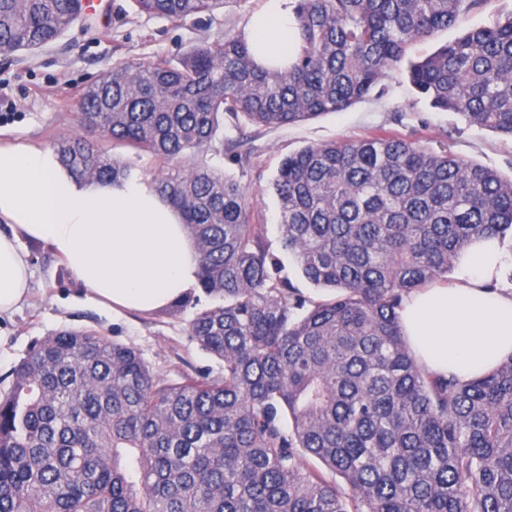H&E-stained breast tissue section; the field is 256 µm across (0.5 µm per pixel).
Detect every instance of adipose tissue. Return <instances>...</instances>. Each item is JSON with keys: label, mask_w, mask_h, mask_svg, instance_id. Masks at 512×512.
Listing matches in <instances>:
<instances>
[{"label": "adipose tissue", "mask_w": 512, "mask_h": 512, "mask_svg": "<svg viewBox=\"0 0 512 512\" xmlns=\"http://www.w3.org/2000/svg\"><path fill=\"white\" fill-rule=\"evenodd\" d=\"M295 0H266L247 40L255 62L287 67L300 33ZM0 316L30 291L22 239L47 244L100 304L130 311L165 308L197 283L199 257L179 212L144 183L83 185L53 153L0 143ZM512 253L492 236L458 256L453 286L405 297L400 321L408 348L432 372L468 380L512 355Z\"/></svg>", "instance_id": "obj_1"}]
</instances>
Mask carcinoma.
<instances>
[{"label": "carcinoma", "instance_id": "obj_1", "mask_svg": "<svg viewBox=\"0 0 512 512\" xmlns=\"http://www.w3.org/2000/svg\"><path fill=\"white\" fill-rule=\"evenodd\" d=\"M132 2L172 22L224 4ZM484 2L296 0L284 71L260 68L240 32L121 62L83 90L79 122L110 146L75 136L55 154L88 182L127 178L117 148L165 170L150 185L199 252V293L177 305L196 307L188 336L224 373L160 378L91 331L34 346L0 390V512H512V355L468 381L432 373L399 315L474 238L512 239V177L385 132L288 154L273 182L282 248L339 291L313 300L204 158L222 153L226 113L295 124L402 75L431 108L512 137V12L408 57ZM80 18L81 0H0V52H33Z\"/></svg>", "mask_w": 512, "mask_h": 512}]
</instances>
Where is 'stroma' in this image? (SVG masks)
Wrapping results in <instances>:
<instances>
[{"label":"stroma","instance_id":"stroma-1","mask_svg":"<svg viewBox=\"0 0 512 512\" xmlns=\"http://www.w3.org/2000/svg\"><path fill=\"white\" fill-rule=\"evenodd\" d=\"M264 2L224 0L223 7L212 14L173 23L138 13L131 0H108L106 18H84L34 53L0 54V139L51 149L62 139L82 135L77 115L80 94L113 65L128 59L175 58L201 41L235 35L245 30ZM509 10L512 0H485L464 26L436 33L413 45L409 54L429 55L454 41L464 27ZM386 86L383 96L373 95L345 111L295 125L268 128L251 125L242 117L224 118L226 147L211 164L243 189L256 223L263 226L270 254L306 297L320 299L328 292L314 288L280 245L279 205L272 182L289 153L308 144L356 139L381 129L512 174V138L467 125L455 113L431 109L407 80L390 79ZM23 247L30 262V294L18 311L0 319L1 390L8 388L12 369L35 343L63 330L95 331L130 345L161 377L172 378L180 371L222 373V361L202 351L188 336L192 308L114 312L91 300L46 245L27 241Z\"/></svg>","mask_w":512,"mask_h":512}]
</instances>
